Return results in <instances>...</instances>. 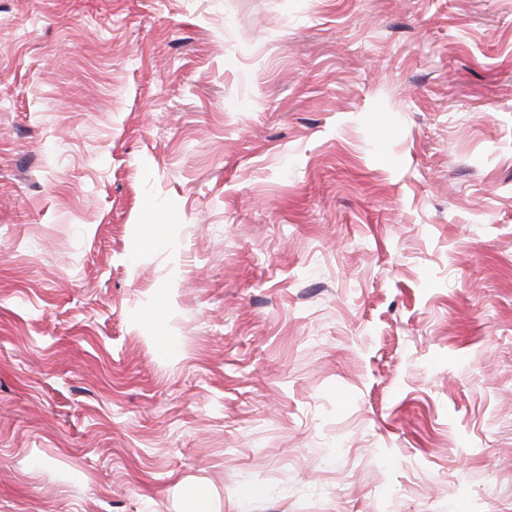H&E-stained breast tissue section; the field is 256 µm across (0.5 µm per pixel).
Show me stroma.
<instances>
[{
    "label": "stroma",
    "mask_w": 512,
    "mask_h": 512,
    "mask_svg": "<svg viewBox=\"0 0 512 512\" xmlns=\"http://www.w3.org/2000/svg\"><path fill=\"white\" fill-rule=\"evenodd\" d=\"M512 512V0H0V512Z\"/></svg>",
    "instance_id": "obj_1"
}]
</instances>
